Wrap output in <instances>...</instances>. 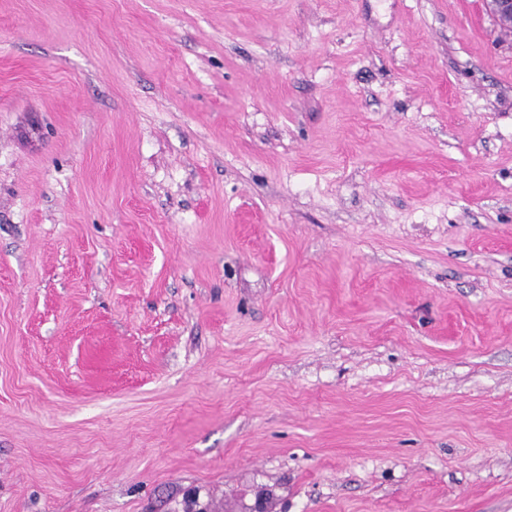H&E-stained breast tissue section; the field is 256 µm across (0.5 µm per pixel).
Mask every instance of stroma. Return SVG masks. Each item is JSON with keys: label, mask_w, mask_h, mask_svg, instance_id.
I'll return each instance as SVG.
<instances>
[{"label": "stroma", "mask_w": 512, "mask_h": 512, "mask_svg": "<svg viewBox=\"0 0 512 512\" xmlns=\"http://www.w3.org/2000/svg\"><path fill=\"white\" fill-rule=\"evenodd\" d=\"M512 512V37L482 0H0V512Z\"/></svg>", "instance_id": "stroma-1"}]
</instances>
